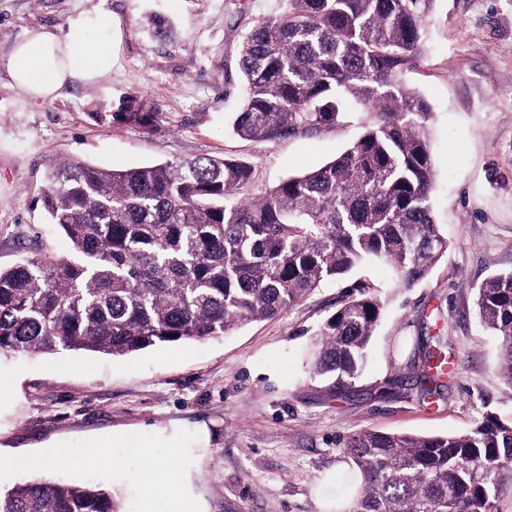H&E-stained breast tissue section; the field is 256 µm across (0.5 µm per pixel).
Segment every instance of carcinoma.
I'll return each mask as SVG.
<instances>
[{
	"instance_id": "carcinoma-1",
	"label": "carcinoma",
	"mask_w": 512,
	"mask_h": 512,
	"mask_svg": "<svg viewBox=\"0 0 512 512\" xmlns=\"http://www.w3.org/2000/svg\"><path fill=\"white\" fill-rule=\"evenodd\" d=\"M284 2L242 39L232 132L253 141L313 133L341 106L372 124L334 160L257 199L240 196L254 176L241 160L50 164L40 201L70 254L41 251L0 268L1 356L121 357L202 342L274 318L368 260L410 286L448 251L431 206L430 106L402 80L424 52L431 0ZM112 116L146 128L155 112L132 97ZM476 306L512 386V271L482 282ZM381 310L366 290L343 301L316 335L312 373L352 385ZM418 358L416 388L432 396L446 375L441 340ZM346 449L358 473L338 494L353 496V512H500L512 495V417L496 412L444 436L361 432ZM0 512L123 510L104 486L36 477L0 489Z\"/></svg>"
}]
</instances>
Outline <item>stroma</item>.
I'll list each match as a JSON object with an SVG mask.
<instances>
[{
    "label": "stroma",
    "mask_w": 512,
    "mask_h": 512,
    "mask_svg": "<svg viewBox=\"0 0 512 512\" xmlns=\"http://www.w3.org/2000/svg\"><path fill=\"white\" fill-rule=\"evenodd\" d=\"M102 11L112 69L72 81L48 101L12 87L11 50L29 30L71 34L79 15ZM282 0H0V268L31 245L65 256L38 189L52 162L77 158L128 169L219 156L252 164L247 197L333 160L370 123L341 113L313 134L243 140L228 122L243 92L238 44ZM170 31L150 30L149 16ZM423 56L404 81L428 100L435 220L448 251L413 286L370 262L326 283L279 316L222 338L168 343L123 357L86 351L0 357V486L19 482L4 460L47 458L43 474L112 488L125 512H169L148 465L178 455V486L197 512H336V487L355 471L346 451L361 431L421 436L461 431L487 411L512 415L499 344L480 324L475 288L512 269V0H432ZM156 110L149 130L113 121L123 98ZM383 303L368 362L346 390L310 373L311 339L353 288ZM441 337L452 374L421 398L414 355ZM141 450L112 468V439Z\"/></svg>",
    "instance_id": "obj_1"
}]
</instances>
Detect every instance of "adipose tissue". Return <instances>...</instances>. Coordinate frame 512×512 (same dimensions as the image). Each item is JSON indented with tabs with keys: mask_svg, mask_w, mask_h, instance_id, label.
<instances>
[{
	"mask_svg": "<svg viewBox=\"0 0 512 512\" xmlns=\"http://www.w3.org/2000/svg\"><path fill=\"white\" fill-rule=\"evenodd\" d=\"M104 15L79 17L73 34L63 39L51 31H36L17 44L9 59L7 76L12 86L35 100H49L68 81H94L112 68L111 41H84L90 23L104 22Z\"/></svg>",
	"mask_w": 512,
	"mask_h": 512,
	"instance_id": "ef3b65f1",
	"label": "adipose tissue"
}]
</instances>
